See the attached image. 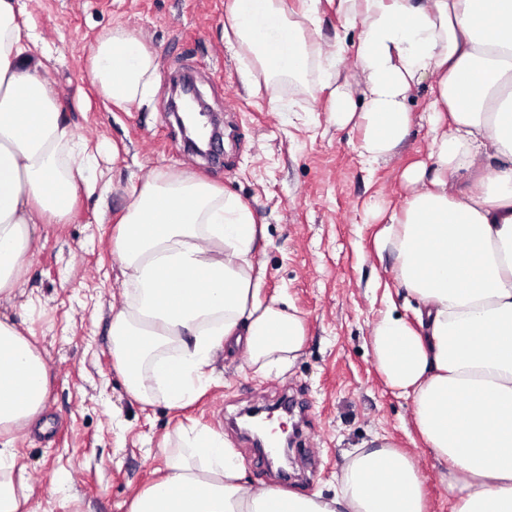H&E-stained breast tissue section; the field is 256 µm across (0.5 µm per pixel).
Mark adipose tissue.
<instances>
[{"instance_id": "ef3b65f1", "label": "adipose tissue", "mask_w": 512, "mask_h": 512, "mask_svg": "<svg viewBox=\"0 0 512 512\" xmlns=\"http://www.w3.org/2000/svg\"><path fill=\"white\" fill-rule=\"evenodd\" d=\"M358 29L365 77L356 105L347 78L327 74L336 125L363 131L361 155L391 157L410 123L407 101L435 75L431 156L405 174L414 189L379 235L417 303L415 321L387 310L373 327L375 363L412 397L414 424L440 466L452 512H512V0H230L227 40L262 73L297 75L319 57L322 4ZM21 0H0V298L20 288L33 236L68 220L91 160L46 77L48 58ZM87 73L104 102L145 103L152 52L122 28L101 34ZM112 255L132 295L112 314V357L142 404L171 407L202 390L218 348L245 345L250 366L290 364L304 324L261 295L258 228L238 197L193 174L158 172L131 190ZM33 342L0 320V512H27L15 433L40 418L49 389ZM130 512H425L412 460L383 442L346 454L333 496L246 480L222 434L184 436Z\"/></svg>"}]
</instances>
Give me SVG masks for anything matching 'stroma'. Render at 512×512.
<instances>
[{
	"label": "stroma",
	"mask_w": 512,
	"mask_h": 512,
	"mask_svg": "<svg viewBox=\"0 0 512 512\" xmlns=\"http://www.w3.org/2000/svg\"><path fill=\"white\" fill-rule=\"evenodd\" d=\"M24 3L69 122L100 147L98 189L79 193L68 223L43 225L34 235L25 283L0 303V316L37 346L50 374L42 413L48 429L33 427L14 440L34 512H129L134 497L182 455V434L193 428L223 434L246 480L326 497L336 491L345 453L384 438L412 459L425 512H451L439 465L415 429L413 401L387 385L371 348L372 324L388 305L414 316L390 273L393 256L379 251L376 236L381 212L400 208L412 191L405 170L429 159L427 86L407 102L411 123L396 154L370 163L357 149L361 129L332 120L318 61L298 77L244 82L253 62L225 38L229 0ZM117 27L135 33L157 63L150 102L125 111L104 105L86 78L98 35ZM341 29L336 13L322 8L320 40L359 102L358 33L340 42ZM179 72L195 76L222 121L219 163L190 154L168 115ZM161 170L193 171L248 205L266 228L255 251L261 292L289 302L305 328L300 353L282 372L248 368L243 346L218 350L206 387L181 409L160 399L140 404L112 358V313L130 298L112 236L131 185ZM286 388L298 392L306 411L286 416L292 463L283 475L235 419L275 406Z\"/></svg>",
	"instance_id": "1"
}]
</instances>
